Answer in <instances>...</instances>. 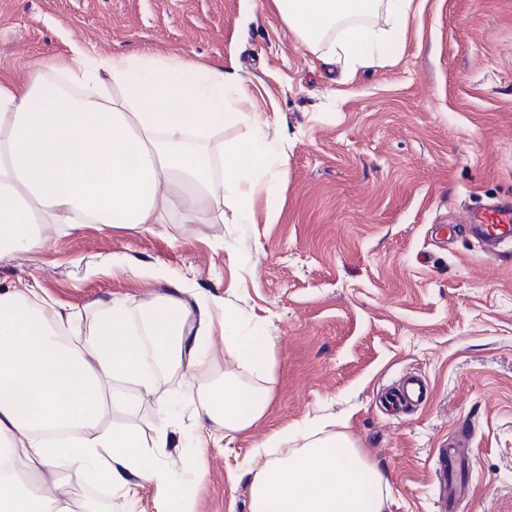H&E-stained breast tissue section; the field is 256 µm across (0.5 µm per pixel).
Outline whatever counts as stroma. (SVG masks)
Wrapping results in <instances>:
<instances>
[{
	"label": "stroma",
	"instance_id": "obj_1",
	"mask_svg": "<svg viewBox=\"0 0 512 512\" xmlns=\"http://www.w3.org/2000/svg\"><path fill=\"white\" fill-rule=\"evenodd\" d=\"M74 41L238 68L247 109L288 157L276 223L261 200L241 223L228 197L220 224H86L0 263V286L24 283L88 321L102 299L164 296L172 273L188 304L212 299L216 349L228 316L241 335L273 337L272 399L251 428L226 436L194 414L198 387L234 367L219 357L169 368L158 395L108 423L151 440L168 401L173 478L207 459L193 512H249L258 446L326 422L387 475L386 512H432L437 450L465 431L467 512H512V250L487 257L461 225L469 207L512 198V0H426L400 51L353 73L300 44L272 0H0V76L23 78ZM142 268L160 275L143 281ZM409 373L427 396L392 414L383 397Z\"/></svg>",
	"mask_w": 512,
	"mask_h": 512
}]
</instances>
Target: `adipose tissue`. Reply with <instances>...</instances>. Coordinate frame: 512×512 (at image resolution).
I'll return each mask as SVG.
<instances>
[{
	"label": "adipose tissue",
	"mask_w": 512,
	"mask_h": 512,
	"mask_svg": "<svg viewBox=\"0 0 512 512\" xmlns=\"http://www.w3.org/2000/svg\"><path fill=\"white\" fill-rule=\"evenodd\" d=\"M289 30L307 47L327 44L345 67L392 56L419 16V0H273ZM385 15L387 35L368 22ZM247 80L235 69L147 53L90 57L73 45L23 80L0 81V261L38 255L48 229L67 234L84 224L145 230L173 213L208 224L232 192L251 220L264 200L278 218L288 158L263 136L224 147L210 133L245 121ZM149 303L141 325L124 300L98 302L83 323L26 285L0 289V453L20 468L0 472V512H103L72 488L96 477L112 499L129 500L139 483L162 489L156 512H192L182 485L162 461L165 432L144 443L131 429L110 427L127 409L128 386L158 390L145 359L193 369L202 358L184 324L192 310L177 278ZM271 337L238 336L224 322V354L267 371ZM271 401L260 384L225 376L200 386L198 420L231 434L250 428ZM69 436L49 444L48 434ZM268 457L251 480L250 512H385L391 487L344 433L302 431L264 441Z\"/></svg>",
	"instance_id": "ef3b65f1"
}]
</instances>
